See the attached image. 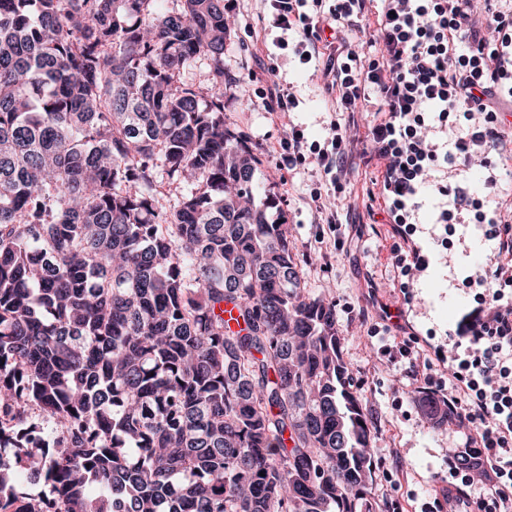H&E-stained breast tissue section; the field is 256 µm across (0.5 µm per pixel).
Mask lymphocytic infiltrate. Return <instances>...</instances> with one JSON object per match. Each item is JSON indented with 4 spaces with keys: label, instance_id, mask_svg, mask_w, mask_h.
Masks as SVG:
<instances>
[{
    "label": "lymphocytic infiltrate",
    "instance_id": "obj_1",
    "mask_svg": "<svg viewBox=\"0 0 512 512\" xmlns=\"http://www.w3.org/2000/svg\"><path fill=\"white\" fill-rule=\"evenodd\" d=\"M274 44L323 83L335 114L324 141L292 126L279 144V166L311 163L324 187L311 192L312 214L338 223L324 195L345 191L354 139L341 112L373 120L362 155L378 175L368 191L400 245L387 258L394 277L414 282L431 256L418 245L423 190L438 197L446 235L472 220L484 226L495 263L466 278L477 306L439 363L448 392L434 403L464 432L448 461V512H467L464 489L481 482L494 512H512V205L502 197V104L512 103V0H260ZM375 19V55H360L349 36ZM483 174V198L466 175Z\"/></svg>",
    "mask_w": 512,
    "mask_h": 512
}]
</instances>
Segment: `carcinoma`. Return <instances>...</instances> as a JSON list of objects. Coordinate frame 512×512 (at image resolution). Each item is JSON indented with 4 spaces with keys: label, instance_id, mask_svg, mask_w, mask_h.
I'll list each match as a JSON object with an SVG mask.
<instances>
[{
    "label": "carcinoma",
    "instance_id": "obj_1",
    "mask_svg": "<svg viewBox=\"0 0 512 512\" xmlns=\"http://www.w3.org/2000/svg\"><path fill=\"white\" fill-rule=\"evenodd\" d=\"M228 32L224 0H0V512H372Z\"/></svg>",
    "mask_w": 512,
    "mask_h": 512
}]
</instances>
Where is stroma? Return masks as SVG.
Listing matches in <instances>:
<instances>
[{
	"label": "stroma",
	"mask_w": 512,
	"mask_h": 512,
	"mask_svg": "<svg viewBox=\"0 0 512 512\" xmlns=\"http://www.w3.org/2000/svg\"><path fill=\"white\" fill-rule=\"evenodd\" d=\"M256 0H246L242 20L232 22L224 44V121L246 135L258 149L259 178L274 186L279 212L284 217L303 264L305 286L315 295L332 300L342 338L343 357L373 424V459L377 465L368 498L378 512H448L444 491L448 485V456L463 438L448 422L427 416L406 375L408 361L389 363L384 345H409L420 364L436 365L433 346L447 343L462 318L475 305L463 279L479 267L489 266L494 250L481 227H459L452 250H443L440 225L431 221V197L419 211L421 237L431 251L427 275L404 301L397 281L384 263L396 240L388 225L372 219L366 208L371 169L361 155L350 161V192L326 199L339 213L336 226L313 223L309 195L321 175L308 164L293 174L278 166L276 148L287 137L289 124L301 126L309 140H323L330 116L320 79L276 51L278 64L298 106L286 117L272 118L255 83H248L247 98H238L234 80L262 75L252 49L263 33L257 28ZM405 307L412 334L381 337V305Z\"/></svg>",
	"instance_id": "stroma-1"
}]
</instances>
